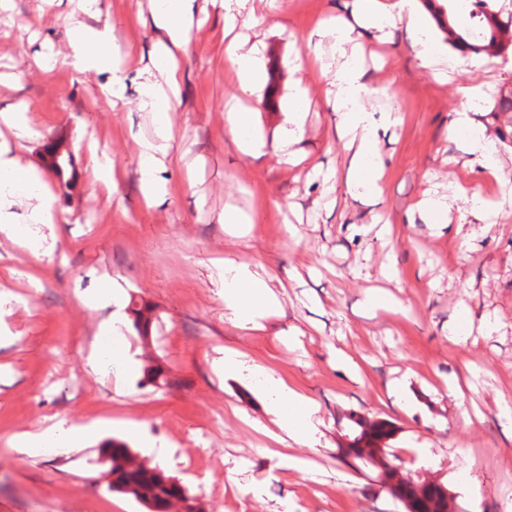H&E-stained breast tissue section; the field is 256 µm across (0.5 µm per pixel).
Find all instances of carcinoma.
Listing matches in <instances>:
<instances>
[{
	"mask_svg": "<svg viewBox=\"0 0 512 512\" xmlns=\"http://www.w3.org/2000/svg\"><path fill=\"white\" fill-rule=\"evenodd\" d=\"M497 2L499 0H474L483 27L482 37L476 40L470 28L456 23V0H423L448 45L489 58L512 51V12L502 18L503 10L497 8ZM49 168L60 188L72 187L76 178L72 162H53ZM129 312L137 335L148 338L155 322L153 307L144 303L129 308ZM348 419L357 427V434L345 449L347 457L360 461L365 467H381L389 493L404 505L406 512H446L448 490L443 484L405 478L399 467L387 462L384 443L394 434L390 423L370 421L354 413ZM135 455L125 442L115 438L105 441L99 448L96 463L102 468L101 476L106 479L109 491L136 502L146 512H164L174 499L183 502L184 512H204L200 498L179 478L158 465L131 462Z\"/></svg>",
	"mask_w": 512,
	"mask_h": 512,
	"instance_id": "cac0c4a2",
	"label": "carcinoma"
}]
</instances>
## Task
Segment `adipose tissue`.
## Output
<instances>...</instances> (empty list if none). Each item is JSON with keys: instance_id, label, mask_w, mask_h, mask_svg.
Listing matches in <instances>:
<instances>
[{"instance_id": "ef3b65f1", "label": "adipose tissue", "mask_w": 512, "mask_h": 512, "mask_svg": "<svg viewBox=\"0 0 512 512\" xmlns=\"http://www.w3.org/2000/svg\"><path fill=\"white\" fill-rule=\"evenodd\" d=\"M196 0H158L154 11L155 25L164 31V39L156 43L153 66L156 70L176 74L177 56L186 54L189 25ZM407 22L418 27L419 21L413 0H357V11L353 20L340 19L320 26L316 34L334 35L337 46L350 40L354 23H365L372 27H390L398 22ZM71 65L80 71L96 70L109 73L110 79L103 88L106 97L121 101L125 87L126 67L112 44L109 27L90 29L73 36L70 41ZM258 45L247 46L243 41L231 40L224 48L226 60L236 70V102L226 111L228 132L233 143L244 154L256 156L260 150L253 130V112L240 107L239 102L256 95L261 84ZM329 83L335 89L337 129L340 137L358 135V145L353 153L346 176L349 191L370 193L377 186L386 168V162L378 151V135L371 115L365 112L362 102L369 94L366 72L356 57H347L342 66L330 75ZM145 108L153 115L156 142L146 144L140 154L143 173L142 192L146 200L159 198L164 188L157 183L152 172L157 162L156 155L165 151L169 139V97L156 93L151 80H144ZM35 192L37 205L28 216L32 224H52L56 221L54 199L48 192L41 176L22 161L0 149V232L14 235L15 219L11 210L13 199L22 192ZM270 272L252 271L249 264L232 261L224 264V308L228 319L243 330L262 329V321L269 315L279 313L281 304L273 292ZM278 391L275 406V431L269 437L284 446H307L317 443L319 432L318 405L307 395L288 387L282 379H275Z\"/></svg>"}]
</instances>
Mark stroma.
Returning a JSON list of instances; mask_svg holds the SVG:
<instances>
[{
    "label": "stroma",
    "instance_id": "1",
    "mask_svg": "<svg viewBox=\"0 0 512 512\" xmlns=\"http://www.w3.org/2000/svg\"><path fill=\"white\" fill-rule=\"evenodd\" d=\"M155 0H99L98 19L73 0H0V108L14 98L30 107L22 137L0 126V139L52 182L44 161L59 143L73 155L72 194L56 192L57 221L31 224L37 200L19 196L12 211L29 251L0 234V512H141L113 494L96 465L107 439L142 450L129 426L169 442L170 457L143 452L222 512H403L378 471L342 458L350 413L392 424L388 446L404 476L447 487L458 512H512V149L487 137L490 158L472 151L470 129L499 90L512 89V53L488 60L446 44L429 12L431 39L407 24L388 32L355 26L371 77L364 106L379 128L388 174L377 194L351 196L345 185L352 155L336 132L335 98L309 64L310 51L337 63L330 39L309 48L317 23L350 17L354 0H258L238 32L261 44L265 86L253 97L255 130L265 146L243 155L225 134V106L236 86L224 57V4L201 0L181 59L172 139L154 170L167 192L153 205L141 194L137 143L154 122L142 107L140 69L150 67L161 32ZM109 26L128 72L124 104L112 108L105 72L63 64L70 39L91 23ZM61 62L45 73L35 54ZM475 88L469 130L458 129V89ZM308 90L303 135L293 155L276 140L295 86ZM107 153L118 173L115 193L96 181L93 151ZM493 200L487 217L473 194ZM429 196H453L451 214L429 224L419 213ZM247 214L250 232L228 234L225 207ZM270 269L282 313L259 331L224 316V263ZM122 300L153 304L159 314L149 342L131 322L120 327L128 357L95 349L109 304L87 303L101 286ZM392 295L403 312H372L369 293ZM467 308L472 333L463 343L448 327ZM248 354L320 406L315 448L270 454L260 435L276 394L250 375H225L224 350ZM358 360L361 374L335 362ZM169 367L176 384H142L151 364ZM56 379L38 388L44 372ZM98 435L80 448L28 457L13 449L17 434L57 419ZM428 444L434 459L416 465L408 448ZM475 456L466 465L462 451ZM310 460L290 467L288 457Z\"/></svg>",
    "mask_w": 512,
    "mask_h": 512
}]
</instances>
